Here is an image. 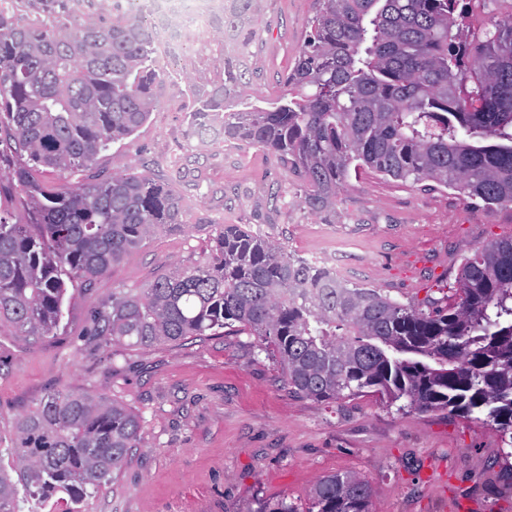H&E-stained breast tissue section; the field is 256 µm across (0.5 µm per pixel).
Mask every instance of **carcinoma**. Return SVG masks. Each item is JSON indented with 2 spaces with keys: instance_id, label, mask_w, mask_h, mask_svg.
<instances>
[{
  "instance_id": "1",
  "label": "carcinoma",
  "mask_w": 512,
  "mask_h": 512,
  "mask_svg": "<svg viewBox=\"0 0 512 512\" xmlns=\"http://www.w3.org/2000/svg\"><path fill=\"white\" fill-rule=\"evenodd\" d=\"M133 0H0V144L31 223L0 210V326L35 344L59 325L67 283L88 288L130 251L181 232L180 198L146 173L95 168L157 105L154 29ZM260 0H219L195 59L187 143L263 147L297 178L293 202L323 224L351 173L431 181L486 207L512 204V21L476 30L500 0H316L286 82L288 99L239 109ZM78 176L67 190L34 169ZM459 301L424 312L377 288L336 283L241 224H218L195 263L144 288L112 289L87 335L131 347L235 328L273 347L297 393L327 401L377 393L421 412L478 414L512 435V236L458 269ZM139 417L81 390L46 395L11 424L8 454L32 512L76 506L115 479ZM309 512H372L367 481L320 479ZM0 512H21L0 466Z\"/></svg>"
}]
</instances>
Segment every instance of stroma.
I'll return each instance as SVG.
<instances>
[{"label":"stroma","mask_w":512,"mask_h":512,"mask_svg":"<svg viewBox=\"0 0 512 512\" xmlns=\"http://www.w3.org/2000/svg\"><path fill=\"white\" fill-rule=\"evenodd\" d=\"M315 0H261L245 96L265 107L286 96L287 65L310 30ZM158 106L131 137L97 158L103 174L147 173L181 197L185 232L152 237L98 278L69 284L54 335L37 344L0 329V437L48 393L78 389L141 418L121 474L82 512H262L278 501L308 512L322 476L368 481L374 512H512V443L485 422L448 411L418 412L370 393L322 402L290 389L271 349L225 330L176 345L132 348L87 336L91 306L116 288H142L158 273L198 261L215 224H247L291 252L345 235L353 283L381 288L425 311L446 306L462 260L512 236V205L481 201L430 181L371 172L338 198V222L298 207L270 215L292 176L263 148L236 139L186 145L191 69L162 64ZM0 155V209L28 221L29 200Z\"/></svg>","instance_id":"obj_1"}]
</instances>
